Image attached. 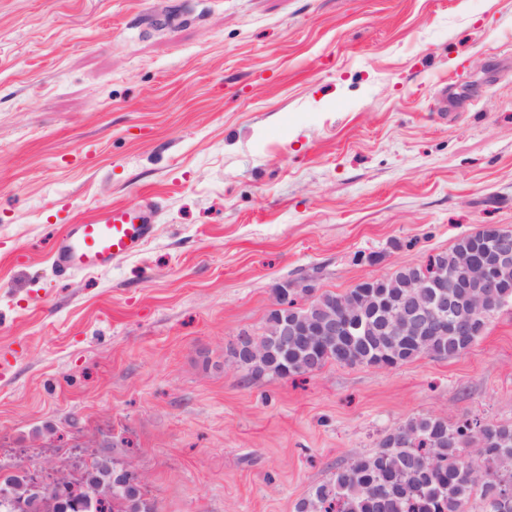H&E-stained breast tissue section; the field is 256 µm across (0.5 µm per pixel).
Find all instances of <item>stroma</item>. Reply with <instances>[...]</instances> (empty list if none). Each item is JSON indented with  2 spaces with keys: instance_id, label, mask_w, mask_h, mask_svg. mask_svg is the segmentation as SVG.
<instances>
[{
  "instance_id": "obj_1",
  "label": "stroma",
  "mask_w": 512,
  "mask_h": 512,
  "mask_svg": "<svg viewBox=\"0 0 512 512\" xmlns=\"http://www.w3.org/2000/svg\"><path fill=\"white\" fill-rule=\"evenodd\" d=\"M148 197L141 253L56 273L65 217ZM488 224L512 229V0H0V461L295 512L414 417L512 424V303L455 358L248 380L229 353L283 281L341 294Z\"/></svg>"
}]
</instances>
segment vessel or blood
<instances>
[{
    "instance_id": "b4317fda",
    "label": "vessel or blood",
    "mask_w": 512,
    "mask_h": 512,
    "mask_svg": "<svg viewBox=\"0 0 512 512\" xmlns=\"http://www.w3.org/2000/svg\"><path fill=\"white\" fill-rule=\"evenodd\" d=\"M148 207L108 205L73 217L53 263L61 273H91L142 251L152 233Z\"/></svg>"
}]
</instances>
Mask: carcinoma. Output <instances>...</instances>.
Listing matches in <instances>:
<instances>
[{"label":"carcinoma","instance_id":"cac0c4a2","mask_svg":"<svg viewBox=\"0 0 512 512\" xmlns=\"http://www.w3.org/2000/svg\"><path fill=\"white\" fill-rule=\"evenodd\" d=\"M482 232L464 234L453 246L418 265L430 275L438 261L457 267L462 255H478L483 247ZM503 297L485 310L471 336L435 337L427 340L377 336L378 317L359 309L345 319V334L317 347V365L308 366L310 351L291 336H271L264 332L255 338L265 353L246 362L245 377L265 373L286 377L285 366L312 374L329 363L346 366L383 363L394 367L429 354L447 359L470 350L483 335L488 320L503 306L512 303V264L500 269ZM412 272L395 270L390 287L376 292L385 298L412 292L407 287ZM358 288L343 294L324 293L308 303L306 312L316 315L320 308L348 300ZM100 477L76 485L65 478L62 490H35L23 486L16 476L0 479V500L24 501L29 512H107L105 502H123L121 512H153L141 501V491L132 474L99 467ZM479 497L482 512H512V425L481 423L469 418L454 424L437 417H417L387 433L378 450L360 456L336 471L335 476L315 487L300 500L296 512H470V499Z\"/></svg>","mask_w":512,"mask_h":512}]
</instances>
